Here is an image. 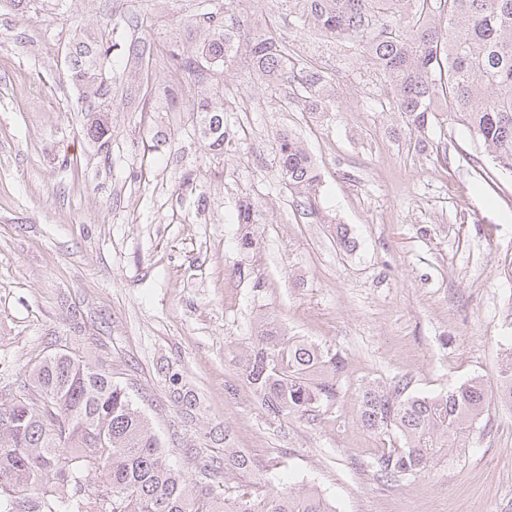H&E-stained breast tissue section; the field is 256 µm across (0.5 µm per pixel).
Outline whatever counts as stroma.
<instances>
[{
	"mask_svg": "<svg viewBox=\"0 0 512 512\" xmlns=\"http://www.w3.org/2000/svg\"><path fill=\"white\" fill-rule=\"evenodd\" d=\"M197 3L0 0V399L69 340L108 352L114 381L186 475L189 448H234L260 465L230 474L243 491L260 479L311 487L336 512H512V405L497 394L452 451L398 480L372 467L383 445L357 416L371 383L405 377L420 397L476 376L495 384L512 350V175L444 116L408 129L362 48L301 29L288 0H236L234 11L333 73L330 111L304 110L240 56L199 79L172 74L171 57L200 59L208 38ZM80 24L104 27L112 47L105 143L87 137L64 65ZM167 84L224 97V154L196 113L171 109ZM285 129L322 174L328 223L295 210L275 156ZM267 317L345 358L340 397L317 420L270 417L241 375ZM163 365L195 396L192 415L172 403Z\"/></svg>",
	"mask_w": 512,
	"mask_h": 512,
	"instance_id": "stroma-1",
	"label": "stroma"
}]
</instances>
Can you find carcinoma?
<instances>
[{
  "label": "carcinoma",
  "instance_id": "carcinoma-1",
  "mask_svg": "<svg viewBox=\"0 0 512 512\" xmlns=\"http://www.w3.org/2000/svg\"><path fill=\"white\" fill-rule=\"evenodd\" d=\"M235 0L219 7L200 0L199 22L208 27L202 54L221 68L234 47L250 66L278 85H298L303 106L328 111L332 75L296 58L268 29L251 32L248 20L217 21ZM303 28L367 53L411 130H421L445 105L446 119L466 126L512 174V0H289ZM69 72L82 90L96 139L112 135L95 115L110 111L113 76L106 69L112 46L104 35L81 28L71 42ZM199 135L224 153L231 142L224 98H198ZM283 181L299 214L322 216L321 174L290 131L276 138ZM345 359L329 348L296 340L263 320L241 372L268 414L316 420L339 395ZM512 352L499 374L498 397L512 403ZM21 394L0 401V512H335L317 491L239 492L226 474H250L256 463L234 448L220 459L194 456V477L167 464L151 422L135 407L112 370L69 349L55 350L26 366ZM173 400L192 406L167 373ZM410 381L370 384L360 397L362 426L388 442L374 458L384 477L424 473L438 453L453 448L488 408L485 379L474 377L434 397L408 393Z\"/></svg>",
  "mask_w": 512,
  "mask_h": 512
}]
</instances>
